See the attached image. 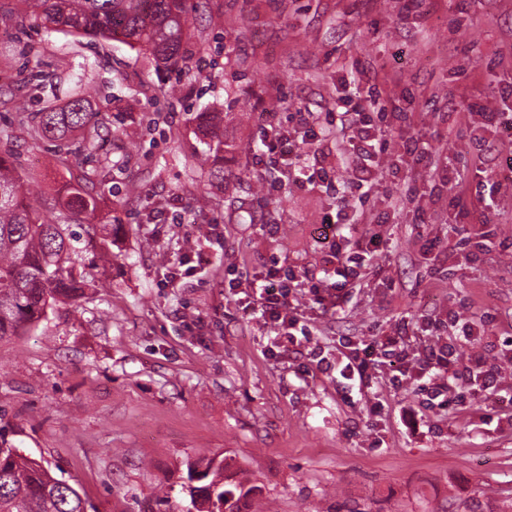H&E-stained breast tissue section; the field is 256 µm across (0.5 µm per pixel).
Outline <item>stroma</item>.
Wrapping results in <instances>:
<instances>
[{"mask_svg":"<svg viewBox=\"0 0 512 512\" xmlns=\"http://www.w3.org/2000/svg\"><path fill=\"white\" fill-rule=\"evenodd\" d=\"M189 34L178 64L115 40L47 30L23 12L0 21V86L32 112L91 88L89 108L112 129L100 152L98 243L114 258L74 301L50 309L30 333L0 340V434L50 462L86 512H184L187 460L224 458L256 490L248 512H512V172L499 133L466 125L470 106H512V0H185ZM367 69L391 119L389 152L427 144L421 163L381 166L368 196L346 203L358 235L384 245L339 311L310 295L298 310L312 345L336 360L338 337L422 335L457 311L483 322L473 348L494 345L501 387L465 406L423 410L417 380L379 371L349 389L338 371L270 345L276 327L243 316L240 275L272 261L297 275L318 269L332 233L321 219L335 193L286 182L261 152L262 117L288 129L318 118L309 146L336 185L351 177V131L337 102L352 71ZM200 112L224 115L223 181L197 178L208 151ZM68 166L48 139H32L0 103V151L14 150L38 205L49 207L85 167L69 139ZM467 187V216L449 205ZM496 182L486 210L479 182ZM415 192L418 209L400 207ZM254 223L239 224V210ZM489 216L492 245L479 237ZM438 238L436 255H424ZM470 238L468 254L457 244Z\"/></svg>","mask_w":512,"mask_h":512,"instance_id":"obj_1","label":"stroma"}]
</instances>
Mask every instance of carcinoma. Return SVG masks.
<instances>
[{"label": "carcinoma", "mask_w": 512, "mask_h": 512, "mask_svg": "<svg viewBox=\"0 0 512 512\" xmlns=\"http://www.w3.org/2000/svg\"><path fill=\"white\" fill-rule=\"evenodd\" d=\"M35 24L89 38L118 40L148 51L164 64H176L187 34L185 0H16ZM19 124H28L40 138L66 140L83 133L82 151H100L101 134L95 113L89 111L84 90L61 107L25 112L11 99ZM212 125L208 157L210 177L224 181V143L218 117L201 113ZM97 167L84 171L68 199L55 203L50 214L28 200L12 155L0 154V340L27 334L48 309L73 300L88 285V274L76 270L73 256L92 247L98 235L95 222ZM80 231L72 230V227ZM224 461L200 458L187 463L183 494L186 512H243L242 504L256 490L246 481L224 475ZM0 512H85L77 489L57 478L51 466L29 458L0 434Z\"/></svg>", "instance_id": "obj_1"}]
</instances>
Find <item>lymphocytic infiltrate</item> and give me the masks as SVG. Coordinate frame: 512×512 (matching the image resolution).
I'll return each mask as SVG.
<instances>
[{
  "label": "lymphocytic infiltrate",
  "mask_w": 512,
  "mask_h": 512,
  "mask_svg": "<svg viewBox=\"0 0 512 512\" xmlns=\"http://www.w3.org/2000/svg\"><path fill=\"white\" fill-rule=\"evenodd\" d=\"M351 83L352 92L346 98L345 113L353 128L349 159L354 179L350 187L358 191L371 187L387 153L385 144L377 136V126L386 122L388 115L378 110L380 93L370 84L363 70L355 71ZM319 139V130L314 123L308 122L293 132L280 126L270 127L263 134L262 144L270 161L280 165L283 172L294 173L297 182L327 185L331 182L328 171L310 162L306 151L308 144ZM377 248L378 240L373 237L366 245L347 249L345 238L340 234L331 243L332 267L323 269L321 275L308 274L302 278L292 269L272 268L255 295L246 296L241 310L246 316L283 327V334L275 341L280 352L299 349L309 342L310 332L302 324L294 304L298 291L308 290L322 308H337L348 283L358 279L363 269L371 267ZM434 329L447 334V342L422 345L413 354L407 352L400 335L369 342L339 338L338 351L345 359L341 369L343 378L364 390L370 388L379 367L414 364L415 376L421 381L422 405L429 410L464 405L468 397L496 385L500 369L485 353L474 354L465 360L458 355L461 347L474 344L477 339L474 321L452 312L447 320L435 321Z\"/></svg>",
  "instance_id": "1"
}]
</instances>
